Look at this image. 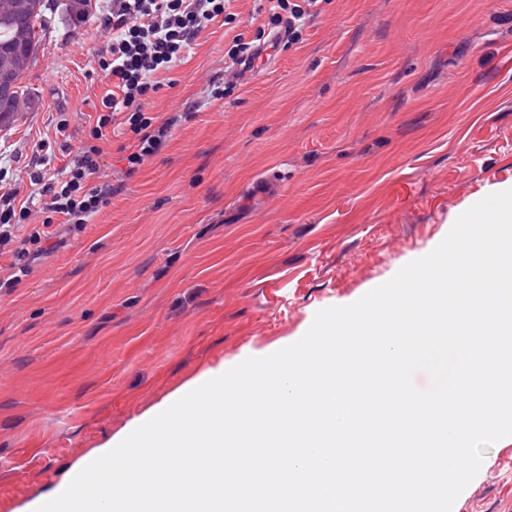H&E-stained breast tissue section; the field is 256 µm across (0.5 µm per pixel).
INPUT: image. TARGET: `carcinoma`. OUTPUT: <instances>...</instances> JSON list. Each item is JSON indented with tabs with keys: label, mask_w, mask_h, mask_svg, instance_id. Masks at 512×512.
<instances>
[{
	"label": "carcinoma",
	"mask_w": 512,
	"mask_h": 512,
	"mask_svg": "<svg viewBox=\"0 0 512 512\" xmlns=\"http://www.w3.org/2000/svg\"><path fill=\"white\" fill-rule=\"evenodd\" d=\"M42 0H0V74L21 78L42 26Z\"/></svg>",
	"instance_id": "1"
}]
</instances>
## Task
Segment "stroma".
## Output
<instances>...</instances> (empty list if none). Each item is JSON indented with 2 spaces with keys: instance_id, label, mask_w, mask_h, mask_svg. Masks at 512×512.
<instances>
[{
  "instance_id": "1",
  "label": "stroma",
  "mask_w": 512,
  "mask_h": 512,
  "mask_svg": "<svg viewBox=\"0 0 512 512\" xmlns=\"http://www.w3.org/2000/svg\"><path fill=\"white\" fill-rule=\"evenodd\" d=\"M48 0L23 75L31 100L0 128V179L66 113L80 146L103 88L95 14ZM259 0L204 32L149 101L166 118L266 24ZM82 230L0 288V512H28L74 464L239 359L298 341L430 253L460 214L512 189V0H322L235 93L178 126ZM278 183L255 199L261 179ZM460 512H512V445L493 444Z\"/></svg>"
}]
</instances>
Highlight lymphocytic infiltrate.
Returning <instances> with one entry per match:
<instances>
[{
	"mask_svg": "<svg viewBox=\"0 0 512 512\" xmlns=\"http://www.w3.org/2000/svg\"><path fill=\"white\" fill-rule=\"evenodd\" d=\"M268 27L253 37L233 36L224 53L226 70L213 75L203 98L160 120L146 112L149 98L163 86L161 76L185 62L201 35L214 23L230 24L232 0H110L98 14L107 37L101 68L107 88L86 120L88 142L71 148L68 119L55 137L37 145L29 182L33 193L0 186V285L13 287L57 238L60 225L79 230L110 203L120 188L104 174L102 156L114 127L130 133L127 175L158 154L182 120L230 97L254 59L270 45L298 44L319 12L320 0H268Z\"/></svg>",
	"mask_w": 512,
	"mask_h": 512,
	"instance_id": "f902f5d3",
	"label": "lymphocytic infiltrate"
}]
</instances>
